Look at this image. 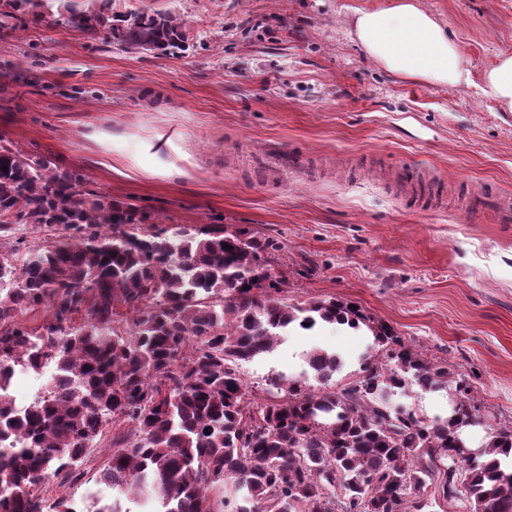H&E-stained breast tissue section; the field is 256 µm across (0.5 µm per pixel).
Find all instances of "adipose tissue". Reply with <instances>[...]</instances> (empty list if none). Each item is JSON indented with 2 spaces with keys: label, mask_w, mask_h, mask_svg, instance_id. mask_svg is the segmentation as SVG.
Here are the masks:
<instances>
[{
  "label": "adipose tissue",
  "mask_w": 512,
  "mask_h": 512,
  "mask_svg": "<svg viewBox=\"0 0 512 512\" xmlns=\"http://www.w3.org/2000/svg\"><path fill=\"white\" fill-rule=\"evenodd\" d=\"M351 37L389 72L432 86H471L457 36L418 0H389L373 10L352 8ZM482 92L512 112V55H501L483 76Z\"/></svg>",
  "instance_id": "1"
}]
</instances>
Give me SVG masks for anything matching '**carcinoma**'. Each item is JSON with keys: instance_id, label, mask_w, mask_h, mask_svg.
I'll return each instance as SVG.
<instances>
[{"instance_id": "obj_1", "label": "carcinoma", "mask_w": 512, "mask_h": 512, "mask_svg": "<svg viewBox=\"0 0 512 512\" xmlns=\"http://www.w3.org/2000/svg\"><path fill=\"white\" fill-rule=\"evenodd\" d=\"M46 0H0V25ZM123 49L166 50L185 40L176 15L100 12L74 21ZM8 170H3V166ZM78 176L13 143L0 146V234L54 232L32 246L0 242V512H86L60 486L83 482L95 448L110 449L96 483L145 512H423L429 489L466 512H512V423L490 427L467 455L477 415L468 380L429 359L361 308L336 298L290 302L274 274L277 242L222 224L176 230L147 224ZM249 289H243V286ZM364 327L375 347L358 377L331 385L342 361L304 360L314 380L283 374L264 395L239 368L294 328ZM51 368L43 391L16 405V372ZM455 384L446 418L392 406L408 384ZM91 512H132L118 497Z\"/></svg>"}]
</instances>
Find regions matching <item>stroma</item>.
I'll return each mask as SVG.
<instances>
[{"label": "stroma", "instance_id": "1", "mask_svg": "<svg viewBox=\"0 0 512 512\" xmlns=\"http://www.w3.org/2000/svg\"><path fill=\"white\" fill-rule=\"evenodd\" d=\"M99 0H49L0 26V137L79 173L82 193L149 223L222 224L275 240L289 298L336 297L466 375L484 417L512 420V119L479 89L512 54V0H419L454 30L469 87L389 73L348 35L386 0H112L172 13L186 39L123 49L62 25ZM366 329L321 325L243 363L253 390L303 354L357 376Z\"/></svg>", "mask_w": 512, "mask_h": 512}]
</instances>
